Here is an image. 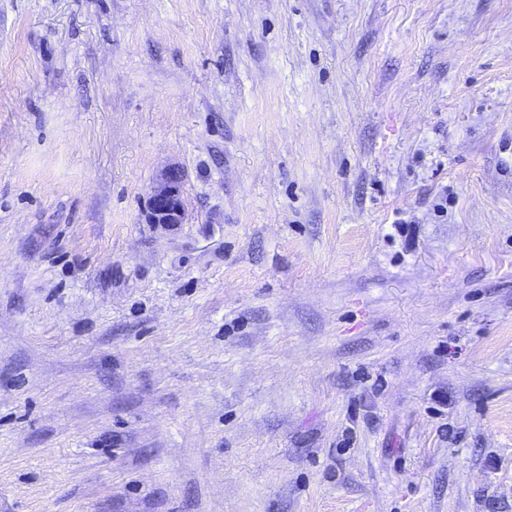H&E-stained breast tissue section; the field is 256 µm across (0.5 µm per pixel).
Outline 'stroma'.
Wrapping results in <instances>:
<instances>
[{"mask_svg": "<svg viewBox=\"0 0 512 512\" xmlns=\"http://www.w3.org/2000/svg\"><path fill=\"white\" fill-rule=\"evenodd\" d=\"M511 137L512 0H0V512H512ZM185 219L181 189V172L169 169L149 192L146 222L149 224H180Z\"/></svg>", "mask_w": 512, "mask_h": 512, "instance_id": "obj_1", "label": "stroma"}]
</instances>
